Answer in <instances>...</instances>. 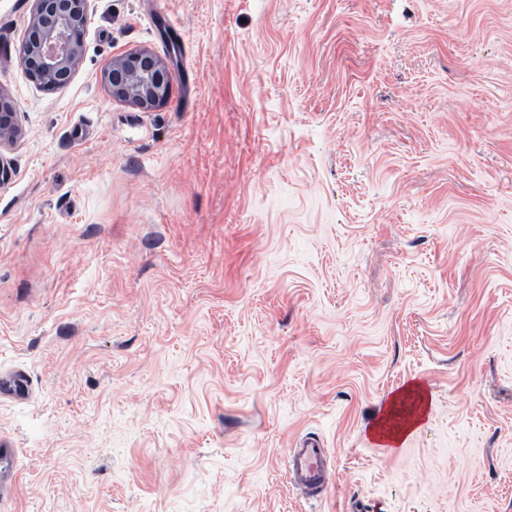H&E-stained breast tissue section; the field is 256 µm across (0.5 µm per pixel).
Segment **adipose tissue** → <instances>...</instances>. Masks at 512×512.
Returning a JSON list of instances; mask_svg holds the SVG:
<instances>
[{
  "mask_svg": "<svg viewBox=\"0 0 512 512\" xmlns=\"http://www.w3.org/2000/svg\"><path fill=\"white\" fill-rule=\"evenodd\" d=\"M429 405L430 399L421 387H407L390 400L373 429L374 435L389 446L401 444L405 436L418 429Z\"/></svg>",
  "mask_w": 512,
  "mask_h": 512,
  "instance_id": "adipose-tissue-1",
  "label": "adipose tissue"
}]
</instances>
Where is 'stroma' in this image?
Wrapping results in <instances>:
<instances>
[{
    "label": "stroma",
    "instance_id": "1",
    "mask_svg": "<svg viewBox=\"0 0 512 512\" xmlns=\"http://www.w3.org/2000/svg\"><path fill=\"white\" fill-rule=\"evenodd\" d=\"M31 6L0 0V512H512V0H96L50 92ZM143 48L149 111L101 81ZM102 82L113 100L148 110L166 103L170 75L162 59L141 49L113 57ZM17 112H13L6 88L0 86V148L12 145L20 135ZM431 403L427 393L412 385L394 396L373 429L374 435L391 447L401 445L405 436L415 432ZM328 448L308 438L289 448L288 475L293 484L308 493H322L329 482Z\"/></svg>",
    "mask_w": 512,
    "mask_h": 512
}]
</instances>
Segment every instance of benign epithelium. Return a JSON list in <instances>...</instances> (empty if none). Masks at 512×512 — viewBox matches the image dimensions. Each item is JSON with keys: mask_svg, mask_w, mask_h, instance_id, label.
Masks as SVG:
<instances>
[{"mask_svg": "<svg viewBox=\"0 0 512 512\" xmlns=\"http://www.w3.org/2000/svg\"><path fill=\"white\" fill-rule=\"evenodd\" d=\"M17 58L30 81L49 91L66 85L84 60V36L95 0H31ZM110 97L141 109L166 103L170 75L162 59L141 49L112 58L102 71ZM20 135L6 88L0 86V148Z\"/></svg>", "mask_w": 512, "mask_h": 512, "instance_id": "7a95c632", "label": "benign epithelium"}]
</instances>
